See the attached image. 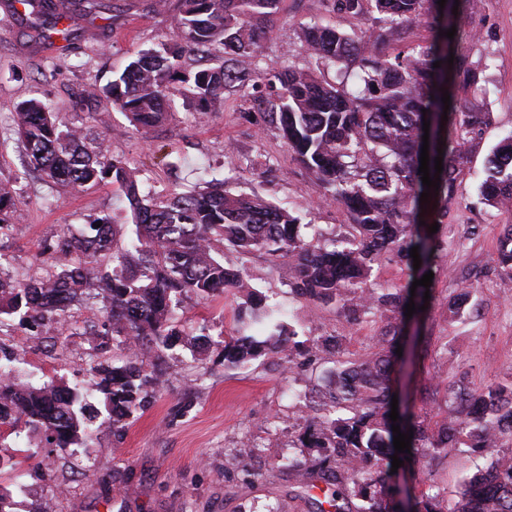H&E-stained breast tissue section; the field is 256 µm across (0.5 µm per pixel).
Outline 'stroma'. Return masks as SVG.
I'll return each instance as SVG.
<instances>
[{"label":"stroma","instance_id":"35a3bbf8","mask_svg":"<svg viewBox=\"0 0 512 512\" xmlns=\"http://www.w3.org/2000/svg\"><path fill=\"white\" fill-rule=\"evenodd\" d=\"M12 2L0 0V180H15L23 204L0 231V271L17 279L43 274L51 268L43 246L63 226L76 234L105 213L126 219L111 180L73 190L24 172L14 115L30 98L81 130L88 145L107 140L111 155L136 170L142 193L162 196L219 179L300 217L305 238L346 234L344 207L322 199L278 131L246 120L240 100H222L198 122L183 97L174 96L170 120L143 134L104 96L103 86L134 52L176 41L173 10H157L154 0H101L102 11L75 13L64 40L32 26ZM322 12V0H282L262 50L265 64L287 65L303 25ZM458 27L460 54L490 58L488 94L460 92L458 108L482 107L493 121L467 145L432 263V299L420 322L406 326L408 335L418 336V348L405 350L394 376L412 413L434 427L454 407L458 387L476 390L512 376V277L496 262L512 208H491L478 191L487 155L512 133V0H464ZM224 261L245 263L253 285L284 306L300 338L342 337L341 354L357 363L372 359L380 332L396 321L388 308L356 320L335 305L295 297L288 262L263 253L243 257L228 250ZM464 288L463 316L450 315L449 303ZM240 302L229 291L208 300L184 297L180 331L209 335L208 344L165 351L163 375L125 431L117 435L111 425L96 424L89 454L50 453L27 431L0 429V487L9 490L14 512H316L293 466L319 455L296 445L311 414L298 394L323 383L341 354L320 353L310 367L284 352L225 367L222 339L236 333ZM102 316V300L89 299L69 313L74 334L44 335L19 316L1 315L0 340L20 351L15 368L22 380L82 387L92 366L119 354L115 342L88 333ZM484 463L477 452L431 454L397 473L399 498L411 504L438 493L454 501L462 479Z\"/></svg>","mask_w":512,"mask_h":512}]
</instances>
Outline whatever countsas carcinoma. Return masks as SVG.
Returning a JSON list of instances; mask_svg holds the SVG:
<instances>
[{
    "label": "carcinoma",
    "instance_id": "carcinoma-1",
    "mask_svg": "<svg viewBox=\"0 0 512 512\" xmlns=\"http://www.w3.org/2000/svg\"><path fill=\"white\" fill-rule=\"evenodd\" d=\"M21 2L32 5L35 24L68 39L71 9L55 0ZM281 2L176 0L180 42L138 51L102 92L141 132L168 120V97L178 83L185 84L184 95L200 118L224 95L241 98L250 104L245 115L279 131L292 158L324 191V199L346 206L353 233L330 248L314 244L300 233L299 217L257 195L233 193L222 182L147 197L140 193L136 171L110 154L107 138L90 148L79 130H61L41 101L20 102L17 133L27 164L73 189L111 178L128 203L133 229L109 214L89 222L78 236L64 228L44 245L54 262L52 274L0 276V315L17 314L60 335L68 326L66 310L97 294L106 304V317L90 334L110 336L125 350L116 361L93 367V378L84 388L34 386L0 375V427L22 423L42 435L45 448L87 452L92 426L100 417L88 402L96 392L104 397L112 431L124 430L148 388L157 384L161 354L181 342L177 310L189 293L208 299L226 288L247 292L237 323L262 324L268 337L241 334L224 340L228 368L286 349L305 356L341 348L339 336H318L300 348L294 341L297 332L282 319L281 308L267 304L251 284L246 267L224 265L226 247L241 255L262 252L288 260L298 297L334 304L353 315L388 305L399 312L411 296L410 283L393 293L365 294L362 284L374 265L389 260L410 266V250L416 246L421 273L431 270L441 239L420 224L423 122H430V177H435V158L443 156L440 188L431 192L434 221L440 223L467 160L468 137L480 134L492 117L482 108L458 112L452 105L446 111L442 93L450 87L483 91L480 74L489 68V57L471 62L456 54L459 35H440L455 25V0L442 7L437 0H324L328 12L365 24L358 33L322 20L301 29L305 53L335 69L336 80L291 64L270 71L261 66V49L270 39L268 23L280 12ZM416 22L426 23L431 32L421 48L405 43L407 30ZM383 42L393 44V51L381 52ZM199 50H213L224 62L185 74L186 54ZM437 61L439 68L433 67ZM484 172V203L497 209L512 206V136L491 151ZM21 204L14 185L0 181V230ZM497 263L512 272L511 224L504 227ZM400 335L398 325L382 332L379 342L388 344V350L361 365L339 364L329 374V385H315L304 393L313 415L297 447L327 451L318 463L326 489L317 512H398L382 460L394 451L388 413L393 349ZM457 399L456 409L437 432H429L422 421L412 426L410 456L437 448H480L489 453V463L462 482L451 506L428 497L415 503L416 512H512V450L494 453L502 435L512 436V380L492 383L477 394L461 388ZM330 461L347 465L352 485L330 473ZM354 498L368 506L353 504Z\"/></svg>",
    "mask_w": 512,
    "mask_h": 512
}]
</instances>
